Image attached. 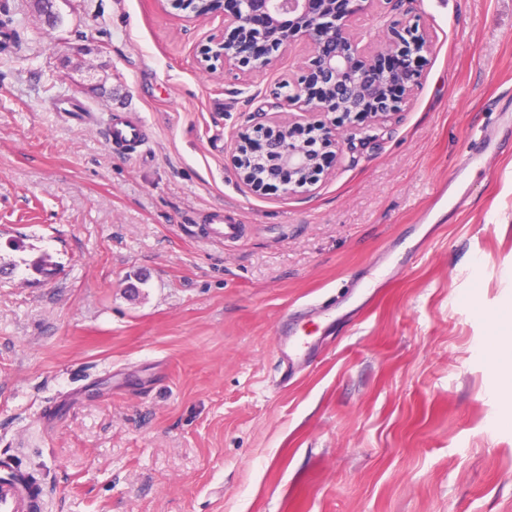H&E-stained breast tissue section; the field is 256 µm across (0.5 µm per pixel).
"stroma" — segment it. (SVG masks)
Instances as JSON below:
<instances>
[{
  "instance_id": "stroma-1",
  "label": "stroma",
  "mask_w": 512,
  "mask_h": 512,
  "mask_svg": "<svg viewBox=\"0 0 512 512\" xmlns=\"http://www.w3.org/2000/svg\"><path fill=\"white\" fill-rule=\"evenodd\" d=\"M55 11L0 0V458L45 512H512V0H414L418 89L301 196L230 156L308 46L211 73L223 13ZM116 113L145 146L107 147ZM293 328L319 345L286 364Z\"/></svg>"
}]
</instances>
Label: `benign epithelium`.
I'll return each instance as SVG.
<instances>
[{
	"mask_svg": "<svg viewBox=\"0 0 512 512\" xmlns=\"http://www.w3.org/2000/svg\"><path fill=\"white\" fill-rule=\"evenodd\" d=\"M224 10V30L197 56L207 71L263 69L274 53L300 40L311 48L303 74L292 83L288 105L299 113H259L262 122L238 137L247 151L230 157L240 181L254 191L276 189L285 195L312 191L328 161L338 162L346 143L337 123L356 131L365 119L384 124L401 111L420 82L419 62L431 49L429 34L406 18L411 0H232ZM383 7L394 14L384 43L363 42L357 17ZM320 135L318 150L296 136L299 121Z\"/></svg>",
	"mask_w": 512,
	"mask_h": 512,
	"instance_id": "1",
	"label": "benign epithelium"
}]
</instances>
